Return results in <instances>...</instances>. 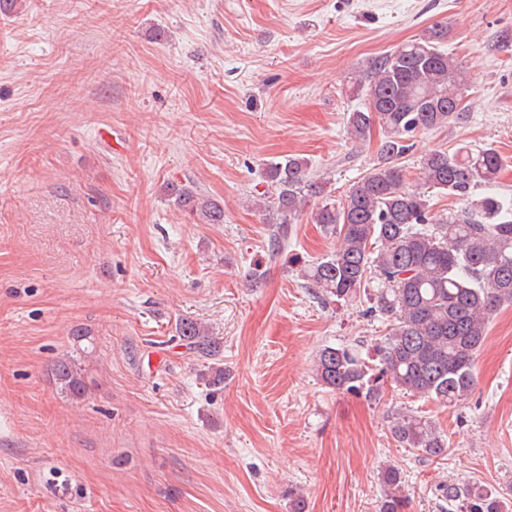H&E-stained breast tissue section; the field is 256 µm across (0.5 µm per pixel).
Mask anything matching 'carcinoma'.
<instances>
[{"label": "carcinoma", "instance_id": "carcinoma-1", "mask_svg": "<svg viewBox=\"0 0 512 512\" xmlns=\"http://www.w3.org/2000/svg\"><path fill=\"white\" fill-rule=\"evenodd\" d=\"M448 26L435 22L418 38L371 61L355 79L367 88L369 106L350 113V138L363 142L374 127L382 138L377 163L348 189L339 203L323 202L312 222L337 237L336 246L302 267L317 296L351 303L366 296L369 316L382 315L387 331L376 344L380 377L442 406L463 402L475 384L474 362L492 316L512 306V203L474 188L495 182L504 169L492 147L433 150L419 163L417 183L405 181V155L425 130L450 127L467 118L463 100L470 76L444 49ZM271 190L264 209L274 217L272 250H280L290 224L322 188L311 179L306 160L288 155L267 165ZM448 193L463 207L433 227L429 191ZM174 203L205 224L224 223V208L190 188L171 191ZM189 349L216 357L220 346L192 321L178 324ZM325 387L375 394L369 367L349 347H326L315 361ZM54 373L60 390L74 400L86 384L71 357L59 358ZM391 433L405 448L431 458L448 456V440L428 419L409 412L394 417ZM388 492L380 512H401L397 469L381 474ZM440 497L453 512H505L501 493L467 483L442 485Z\"/></svg>", "mask_w": 512, "mask_h": 512}]
</instances>
